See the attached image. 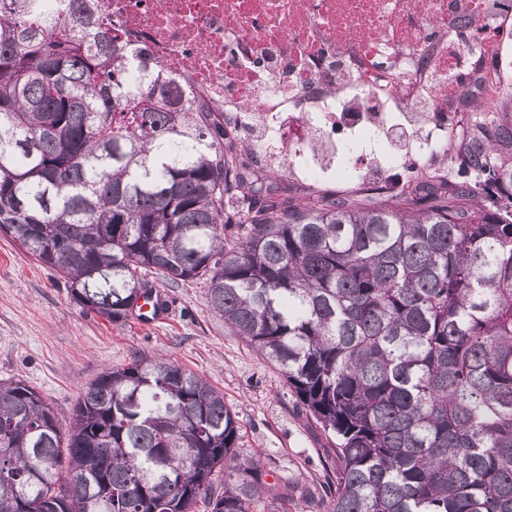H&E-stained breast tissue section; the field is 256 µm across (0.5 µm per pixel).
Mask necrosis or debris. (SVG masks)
<instances>
[{"instance_id": "1", "label": "necrosis or debris", "mask_w": 512, "mask_h": 512, "mask_svg": "<svg viewBox=\"0 0 512 512\" xmlns=\"http://www.w3.org/2000/svg\"><path fill=\"white\" fill-rule=\"evenodd\" d=\"M98 0L103 28L131 57L150 55L187 105H206L236 129L239 114L263 129L251 141L306 178L369 182L364 164L394 169L396 151L383 115H408L406 135L419 166L447 157L452 112L469 110L490 90L512 86V0ZM460 50L457 68L448 48ZM449 68L429 103L432 140L419 134L412 104L419 82ZM235 82L233 102L224 87ZM353 113L349 126L336 124Z\"/></svg>"}]
</instances>
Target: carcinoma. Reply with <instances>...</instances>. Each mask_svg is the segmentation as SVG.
Listing matches in <instances>:
<instances>
[{
    "label": "carcinoma",
    "instance_id": "1",
    "mask_svg": "<svg viewBox=\"0 0 512 512\" xmlns=\"http://www.w3.org/2000/svg\"><path fill=\"white\" fill-rule=\"evenodd\" d=\"M88 0L43 16L0 0V234L125 320L136 296L199 282L275 365L334 454L327 512H512V122L467 112L453 172L385 200L279 171L178 86L126 88ZM224 393L138 357L84 387L61 425L0 380V512H255L312 498L236 463Z\"/></svg>",
    "mask_w": 512,
    "mask_h": 512
}]
</instances>
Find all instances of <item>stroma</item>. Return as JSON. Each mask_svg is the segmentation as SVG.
I'll use <instances>...</instances> for the list:
<instances>
[{"label":"stroma","instance_id":"35a3bbf8","mask_svg":"<svg viewBox=\"0 0 512 512\" xmlns=\"http://www.w3.org/2000/svg\"><path fill=\"white\" fill-rule=\"evenodd\" d=\"M164 320L110 321L77 304L67 283L0 235V379H22L68 422L83 387L102 372L147 356L170 359L224 394L240 424L238 462L260 463L273 482L320 492L333 471L327 441L279 369L234 336L199 283L161 287Z\"/></svg>","mask_w":512,"mask_h":512}]
</instances>
